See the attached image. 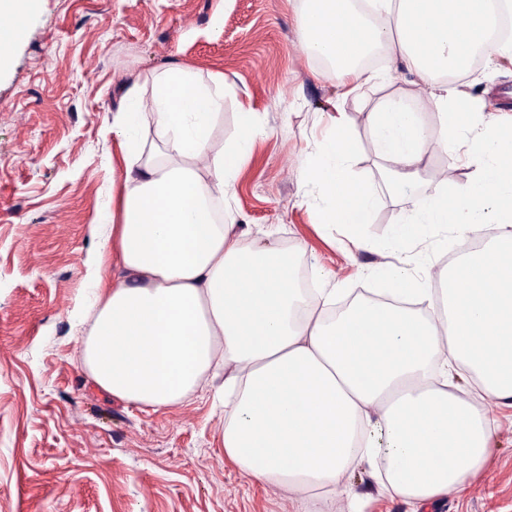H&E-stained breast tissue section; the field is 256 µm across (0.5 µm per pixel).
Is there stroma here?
<instances>
[{
  "label": "stroma",
  "mask_w": 512,
  "mask_h": 512,
  "mask_svg": "<svg viewBox=\"0 0 512 512\" xmlns=\"http://www.w3.org/2000/svg\"><path fill=\"white\" fill-rule=\"evenodd\" d=\"M302 0H40L0 70V512H305L283 485L245 475L224 452V408L199 389L153 411L113 398L90 380L74 334L75 309L92 298L86 261L112 212L107 127L124 87L177 61L236 86L211 152L257 113L262 133L233 189L245 240L273 228L302 245L303 267L347 294L372 290L369 269L396 256L338 247L344 224H320L300 202V174L327 128L320 106L338 98L356 121L357 181L381 164L364 113L392 95L426 93L407 70L347 92L304 51ZM501 108L512 62L460 76ZM499 429L484 469L419 512H512V407L481 403ZM378 468L354 467L350 494L314 499L306 512H410L382 490Z\"/></svg>",
  "instance_id": "obj_1"
}]
</instances>
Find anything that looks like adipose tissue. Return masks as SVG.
Wrapping results in <instances>:
<instances>
[{
	"mask_svg": "<svg viewBox=\"0 0 512 512\" xmlns=\"http://www.w3.org/2000/svg\"><path fill=\"white\" fill-rule=\"evenodd\" d=\"M306 3L302 44L328 62L326 78L360 87L373 78L361 58L384 49L429 88L366 113L378 189L351 177L355 120L333 99L332 132L302 172L321 224L364 223L383 192L404 201L384 244L400 265L336 316L337 286L295 288L296 250L244 243L218 220L259 120L240 113L237 137L211 153L235 86L174 63L130 85L112 117L122 175L110 233L86 263L94 298L76 311L83 363L107 394L154 410L223 378L224 451L256 480L327 494L380 459L387 490L426 503L483 469L498 423L480 401L512 402V114L480 120L453 81L475 55L512 61V39L493 34L512 0ZM438 150L463 162L465 184L431 183L425 159ZM434 227L462 245L440 271L413 248ZM474 233L486 243L466 249Z\"/></svg>",
	"mask_w": 512,
	"mask_h": 512,
	"instance_id": "obj_1",
	"label": "adipose tissue"
}]
</instances>
